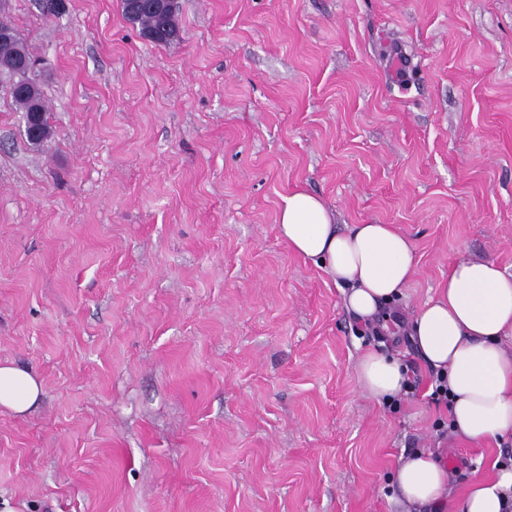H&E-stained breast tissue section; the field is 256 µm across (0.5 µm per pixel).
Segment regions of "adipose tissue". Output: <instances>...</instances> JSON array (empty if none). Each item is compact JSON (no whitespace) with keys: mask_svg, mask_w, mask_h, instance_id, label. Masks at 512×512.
<instances>
[{"mask_svg":"<svg viewBox=\"0 0 512 512\" xmlns=\"http://www.w3.org/2000/svg\"><path fill=\"white\" fill-rule=\"evenodd\" d=\"M278 232L293 254L323 263L351 310L364 319L380 318L386 334L399 333L402 328L381 314L416 267L404 234L390 224L340 227L323 202L303 190L284 198ZM404 329L423 359L448 380L454 432L477 443L512 435V274L491 260L457 261ZM357 372L364 391L380 404L401 394L406 379L396 358L378 352L363 355ZM42 393L30 369L0 362V407L23 414ZM492 467L494 478L474 481L452 512H512V467L498 461ZM448 479L447 467L432 453L406 458L396 471L405 512H440Z\"/></svg>","mask_w":512,"mask_h":512,"instance_id":"ef3b65f1","label":"adipose tissue"}]
</instances>
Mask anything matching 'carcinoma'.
Segmentation results:
<instances>
[{"label": "carcinoma", "instance_id": "obj_1", "mask_svg": "<svg viewBox=\"0 0 512 512\" xmlns=\"http://www.w3.org/2000/svg\"><path fill=\"white\" fill-rule=\"evenodd\" d=\"M120 2L123 16L140 25L144 36L154 35L153 43L167 45L180 40L178 6L158 12L152 5L154 0ZM31 61L33 58L17 30L8 17L0 14V91L10 97L18 111L39 114L40 134L27 138L30 144L39 147L50 137L52 127L41 86L26 69V64Z\"/></svg>", "mask_w": 512, "mask_h": 512}]
</instances>
